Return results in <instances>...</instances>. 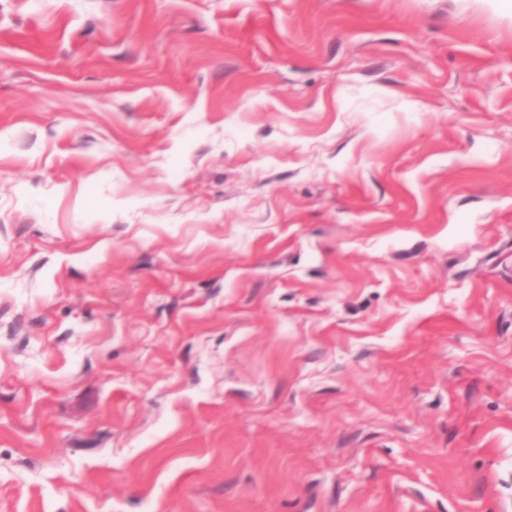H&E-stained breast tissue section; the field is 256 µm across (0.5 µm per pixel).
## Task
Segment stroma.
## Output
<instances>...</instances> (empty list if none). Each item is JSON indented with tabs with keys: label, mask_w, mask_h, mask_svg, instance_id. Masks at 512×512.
I'll use <instances>...</instances> for the list:
<instances>
[{
	"label": "stroma",
	"mask_w": 512,
	"mask_h": 512,
	"mask_svg": "<svg viewBox=\"0 0 512 512\" xmlns=\"http://www.w3.org/2000/svg\"><path fill=\"white\" fill-rule=\"evenodd\" d=\"M0 512H512V16L0 0Z\"/></svg>",
	"instance_id": "obj_1"
}]
</instances>
